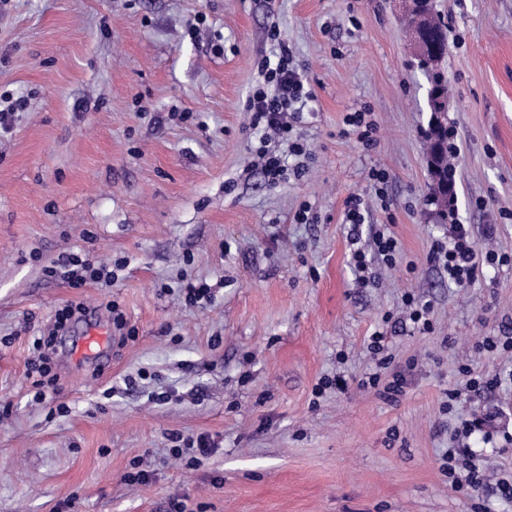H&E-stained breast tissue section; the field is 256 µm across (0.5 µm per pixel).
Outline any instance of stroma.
<instances>
[{"label":"stroma","mask_w":512,"mask_h":512,"mask_svg":"<svg viewBox=\"0 0 512 512\" xmlns=\"http://www.w3.org/2000/svg\"><path fill=\"white\" fill-rule=\"evenodd\" d=\"M433 3L457 154L445 224L427 202L429 84L402 0H0V94L31 99L0 139V512H512L498 489L512 482V351L479 347L512 336V260L459 288L431 257L459 224L512 257V0ZM273 24L314 93L293 123L307 169L277 186L244 110ZM366 107L369 151L344 131ZM374 168L391 210L370 208L356 246L371 253L387 221L401 256L374 257L363 288L343 219L350 196L372 199ZM304 201L317 223H295ZM78 249L125 260L117 284L45 278ZM198 279L224 286L191 307L179 288ZM407 294L433 332L408 325ZM106 298L129 336L91 360L81 343L111 322ZM70 302L89 313L55 340L58 394L34 402L29 338ZM373 372L402 374V393L357 386ZM471 373L503 384L469 391ZM338 375L345 392L315 395ZM201 435L216 453L173 456ZM455 444L489 469L479 497L440 470Z\"/></svg>","instance_id":"1"}]
</instances>
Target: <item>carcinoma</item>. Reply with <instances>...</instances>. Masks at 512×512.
<instances>
[{"mask_svg": "<svg viewBox=\"0 0 512 512\" xmlns=\"http://www.w3.org/2000/svg\"><path fill=\"white\" fill-rule=\"evenodd\" d=\"M428 16V31L421 34V48L415 50L417 67L427 76L428 95L436 96L442 103L448 102V79L440 64L448 54V29L435 18L430 3L423 5ZM447 115L430 116L425 132L428 147V168L431 183L429 201L438 208L439 214L448 215L455 198L454 166L450 162L451 150L445 146L448 135Z\"/></svg>", "mask_w": 512, "mask_h": 512, "instance_id": "carcinoma-1", "label": "carcinoma"}]
</instances>
